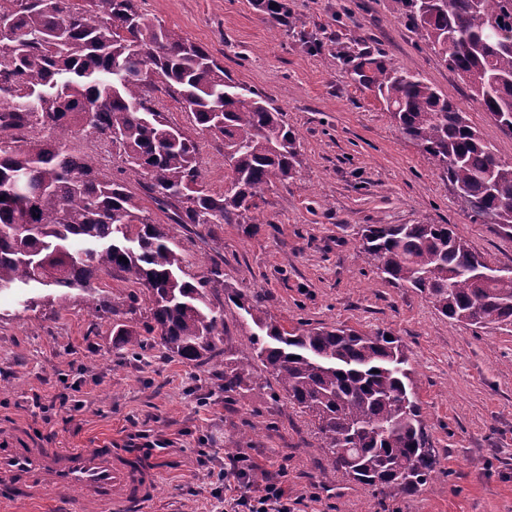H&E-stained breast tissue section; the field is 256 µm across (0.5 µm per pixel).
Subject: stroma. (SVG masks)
<instances>
[{
    "label": "stroma",
    "instance_id": "stroma-1",
    "mask_svg": "<svg viewBox=\"0 0 512 512\" xmlns=\"http://www.w3.org/2000/svg\"><path fill=\"white\" fill-rule=\"evenodd\" d=\"M141 14L205 47L235 81L260 92L301 141V165L276 179L257 231L227 224L200 237L167 214L186 278L220 265L225 282L257 291L294 327L391 331L408 348L426 429L439 450L418 494L377 499L324 461L308 416L256 369L244 391L224 392V360L192 365L148 342L125 352L111 315L81 296L24 308L0 294V436L24 431L46 448H114L154 473L143 512H224L210 471L228 444L267 473L287 469L294 512H512V327L449 322L410 288L381 279L358 251L365 224H450L493 266H512V238L459 209L444 170L396 130L377 93L355 79L369 57L419 73L452 96L498 154L501 132L394 0H288L303 26L272 22L256 0H136Z\"/></svg>",
    "mask_w": 512,
    "mask_h": 512
}]
</instances>
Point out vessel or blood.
Here are the masks:
<instances>
[{"label":"vessel or blood","instance_id":"obj_1","mask_svg":"<svg viewBox=\"0 0 512 512\" xmlns=\"http://www.w3.org/2000/svg\"><path fill=\"white\" fill-rule=\"evenodd\" d=\"M52 491L79 492L94 512H138L154 495L151 471L109 448H36L15 439L0 447V498L27 502Z\"/></svg>","mask_w":512,"mask_h":512}]
</instances>
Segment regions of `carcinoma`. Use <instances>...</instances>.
Wrapping results in <instances>:
<instances>
[{
    "label": "carcinoma",
    "instance_id": "1",
    "mask_svg": "<svg viewBox=\"0 0 512 512\" xmlns=\"http://www.w3.org/2000/svg\"><path fill=\"white\" fill-rule=\"evenodd\" d=\"M425 32L448 68L503 133L512 135V0H394ZM11 36L0 37V292L59 288L26 306L62 304L83 292L110 313L112 335L159 341L172 356L200 363L224 353V318L248 316L260 333L250 354L224 359V393L252 378L259 362L288 403L311 417L327 465L372 496L417 494L432 479V446L413 390L409 358L396 336L338 326L289 331L261 293L224 284L219 266L192 281L165 224L155 223L124 180L103 175L71 139L93 137L122 158V172L174 224L212 231L267 223L257 199L274 177L300 165L299 135L254 89L236 82L201 45L139 14L135 0H0ZM376 89L400 134L448 174L459 209L512 237V160L473 127L447 94L420 75L371 59L354 67ZM182 103L194 128L172 126L157 93ZM38 129L39 137L30 135ZM224 152L228 186L206 187L197 135ZM27 221L19 223L21 212ZM361 252L386 281L411 288L449 321L512 326V270H489L450 224H368ZM127 258L122 262L119 257ZM120 277L151 301L137 330L101 289ZM224 291L217 308L212 297Z\"/></svg>",
    "mask_w": 512,
    "mask_h": 512
}]
</instances>
